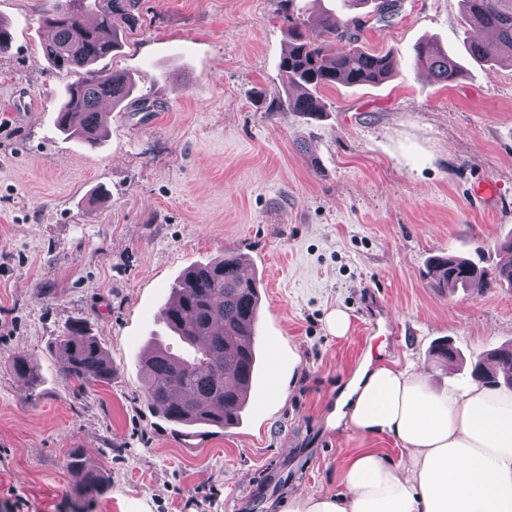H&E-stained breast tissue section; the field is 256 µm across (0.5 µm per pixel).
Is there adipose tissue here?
I'll list each match as a JSON object with an SVG mask.
<instances>
[{"instance_id": "1", "label": "adipose tissue", "mask_w": 512, "mask_h": 512, "mask_svg": "<svg viewBox=\"0 0 512 512\" xmlns=\"http://www.w3.org/2000/svg\"><path fill=\"white\" fill-rule=\"evenodd\" d=\"M327 423L393 437L400 458L352 449L343 493L294 499L288 512H512V389L439 391L424 369L364 363Z\"/></svg>"}]
</instances>
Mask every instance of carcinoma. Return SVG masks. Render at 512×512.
Segmentation results:
<instances>
[{"instance_id":"1","label":"carcinoma","mask_w":512,"mask_h":512,"mask_svg":"<svg viewBox=\"0 0 512 512\" xmlns=\"http://www.w3.org/2000/svg\"><path fill=\"white\" fill-rule=\"evenodd\" d=\"M465 23L472 29L493 33L492 44L475 42L473 56L512 65V0H462ZM138 0H78L73 11L66 0H44L41 22L53 31L44 46V56L60 70H83L81 80L70 85L56 121L64 132H72L89 144L99 140L104 118L102 100L120 106L130 95L131 82L122 73L97 69L93 64L109 56L121 28L138 20ZM363 20L326 16L327 39L310 42L297 31L288 30V50L280 70L288 85L299 88V96H286L282 107L318 117L323 112L320 90L338 83L377 84L396 67L388 54H372L358 47L338 44L354 39ZM418 65L437 80L450 82L457 66L443 51L426 42L415 53ZM242 262L232 252L212 262L188 269L174 288L172 301L161 312L163 322L191 347L188 357L169 347L155 344L144 356L145 393L151 406L169 422L185 427L211 426L224 429L239 422L247 403V393L256 364V352L241 342L250 335L252 302L258 296L255 279L240 274ZM430 273L439 288L480 294L496 286L512 288V264L493 269L456 256L433 261ZM59 372L80 388L108 384L114 369L105 349L93 336L75 325L55 342ZM481 369L493 387H512V362L499 359L495 350L485 354L473 369ZM14 373L34 387L39 374L31 360L18 355L12 362ZM69 468L79 478L77 489L86 496L105 490L101 470L88 464L83 448L69 453Z\"/></svg>"}]
</instances>
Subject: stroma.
<instances>
[{"instance_id": "stroma-1", "label": "stroma", "mask_w": 512, "mask_h": 512, "mask_svg": "<svg viewBox=\"0 0 512 512\" xmlns=\"http://www.w3.org/2000/svg\"><path fill=\"white\" fill-rule=\"evenodd\" d=\"M39 0H0V512H287L342 488L356 443L326 421L354 370L416 363L437 388L470 382L482 353L512 343V288H436L438 254L492 267L512 238V65L474 59L461 0H400L358 46L390 54L378 84L322 89L312 118L280 107L278 63L300 23L355 0H139V21L101 68L129 75L127 107L96 148L55 123L77 71L44 57ZM429 42L459 66L437 81ZM253 268L262 336L239 425L184 437L149 404L141 357L184 345L158 314L184 272L224 252ZM378 296L394 333L365 303ZM350 327L333 335L328 313ZM108 351L107 384L80 390L54 343L74 323ZM446 339L462 364L431 352ZM28 356L29 387L11 362ZM85 449L108 489L80 497Z\"/></svg>"}]
</instances>
